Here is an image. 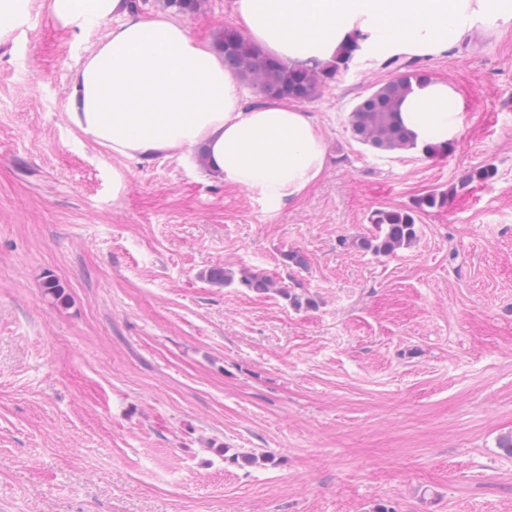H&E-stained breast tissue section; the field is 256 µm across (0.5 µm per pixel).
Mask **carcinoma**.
I'll list each match as a JSON object with an SVG mask.
<instances>
[{
    "mask_svg": "<svg viewBox=\"0 0 512 512\" xmlns=\"http://www.w3.org/2000/svg\"><path fill=\"white\" fill-rule=\"evenodd\" d=\"M163 4L184 15L197 13L204 0H162ZM215 45L224 54V64L237 77L247 81L262 98H288L295 101L315 97L321 87L336 78L339 67L327 66L319 71L291 68L258 51L235 29L226 26L218 33ZM386 66L400 71V76L377 86L358 101L348 115V127L357 141L382 152H403L417 148L410 131L398 119L402 100L412 92L424 74L416 69V60L392 58ZM448 204L445 192H429L405 208L379 209L371 216L375 232L362 237L352 246L376 255H391L413 244L419 233L417 214L442 209ZM205 277L213 284L237 282L238 286L256 293L283 290L276 281L259 272L234 271L227 266H214Z\"/></svg>",
    "mask_w": 512,
    "mask_h": 512,
    "instance_id": "1",
    "label": "carcinoma"
}]
</instances>
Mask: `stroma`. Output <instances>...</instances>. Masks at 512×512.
I'll list each match as a JSON object with an SVG mask.
<instances>
[{
    "mask_svg": "<svg viewBox=\"0 0 512 512\" xmlns=\"http://www.w3.org/2000/svg\"><path fill=\"white\" fill-rule=\"evenodd\" d=\"M231 3L187 29L214 39ZM111 28L30 0L0 43V512H512V29L418 61L465 101L433 157L356 142L351 108L395 72L341 70L301 104L325 173L280 206L70 125ZM433 190L411 246L353 248ZM216 265L281 289L210 283ZM238 286L256 293H268L271 290H279L276 281L264 273L240 270L237 277Z\"/></svg>",
    "mask_w": 512,
    "mask_h": 512,
    "instance_id": "1",
    "label": "stroma"
}]
</instances>
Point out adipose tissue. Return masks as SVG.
Instances as JSON below:
<instances>
[{"mask_svg": "<svg viewBox=\"0 0 512 512\" xmlns=\"http://www.w3.org/2000/svg\"><path fill=\"white\" fill-rule=\"evenodd\" d=\"M232 8L256 47L313 69L349 46L365 68L441 57L512 25V0H232ZM48 10L70 30L114 22L73 76L68 120L91 143L127 159L200 152L216 181L280 205L322 177L327 143L310 114L289 99L248 101L223 55L179 18L144 17L129 0H48ZM463 112L456 88L431 79L401 103L399 119L423 144L454 135Z\"/></svg>", "mask_w": 512, "mask_h": 512, "instance_id": "obj_1", "label": "adipose tissue"}]
</instances>
